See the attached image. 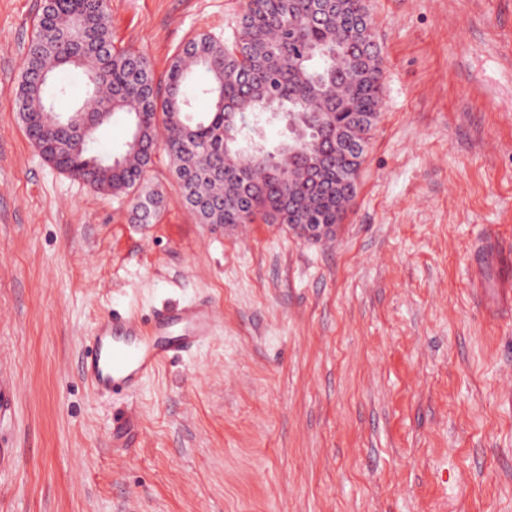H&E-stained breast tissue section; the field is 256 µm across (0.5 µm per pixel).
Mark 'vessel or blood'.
Returning <instances> with one entry per match:
<instances>
[{"instance_id":"vessel-or-blood-1","label":"vessel or blood","mask_w":512,"mask_h":512,"mask_svg":"<svg viewBox=\"0 0 512 512\" xmlns=\"http://www.w3.org/2000/svg\"><path fill=\"white\" fill-rule=\"evenodd\" d=\"M214 327L205 304L158 308L147 326L130 316H109L85 340L83 372L100 394L134 393L162 362L210 340Z\"/></svg>"}]
</instances>
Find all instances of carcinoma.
I'll return each mask as SVG.
<instances>
[{"mask_svg":"<svg viewBox=\"0 0 512 512\" xmlns=\"http://www.w3.org/2000/svg\"><path fill=\"white\" fill-rule=\"evenodd\" d=\"M360 0H244L237 30L224 42L201 33L172 60L164 91L140 53L112 45L107 0H55L52 30L35 32L23 63L17 111L27 115L42 138L50 128V99L65 92L55 83L60 70L80 69L87 85L98 83L95 111L103 124L124 121L129 136L112 165L100 164L87 133L40 147L55 168L115 197L131 198L133 219L155 223L165 206L159 193L143 186L152 164L158 129L183 205L201 224H334L332 187L348 161L332 149L329 164H318L326 128L353 124L380 112L381 59L373 36L355 23ZM341 43L339 56L310 58L312 44ZM207 74L210 111L192 118L195 69ZM292 118L297 131L269 148L265 125Z\"/></svg>","mask_w":512,"mask_h":512,"instance_id":"cac0c4a2","label":"carcinoma"}]
</instances>
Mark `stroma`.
I'll return each mask as SVG.
<instances>
[{
  "label": "stroma",
  "mask_w": 512,
  "mask_h": 512,
  "mask_svg": "<svg viewBox=\"0 0 512 512\" xmlns=\"http://www.w3.org/2000/svg\"><path fill=\"white\" fill-rule=\"evenodd\" d=\"M383 106L333 237L201 224L166 147L137 224L45 162L16 94L42 0H0V512H512V0H368ZM156 80L242 0H109ZM212 305L215 336L130 398L83 340Z\"/></svg>",
  "instance_id": "stroma-1"
}]
</instances>
